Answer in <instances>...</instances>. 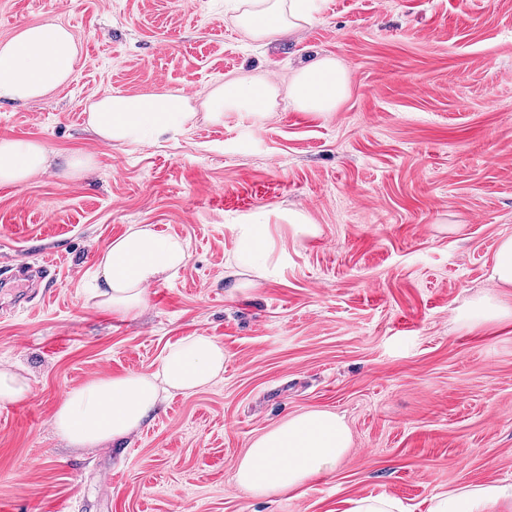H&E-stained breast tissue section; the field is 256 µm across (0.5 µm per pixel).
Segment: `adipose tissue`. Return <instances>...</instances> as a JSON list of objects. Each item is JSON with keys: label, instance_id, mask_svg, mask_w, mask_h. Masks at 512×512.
I'll use <instances>...</instances> for the list:
<instances>
[{"label": "adipose tissue", "instance_id": "obj_1", "mask_svg": "<svg viewBox=\"0 0 512 512\" xmlns=\"http://www.w3.org/2000/svg\"><path fill=\"white\" fill-rule=\"evenodd\" d=\"M315 0H244L235 21L256 41L273 39L313 19ZM80 49L63 25L47 21L23 28L0 42V101L39 98L71 77ZM346 69L330 57L302 68L292 78L290 95L306 112H332L348 93ZM276 89L248 78L214 88L208 117L221 121L228 112L272 111ZM187 96L150 93L108 94L90 107L86 129L108 144H138L194 123ZM51 153L40 141L0 139V184L21 185L46 170ZM235 249L231 276L242 287L258 286L272 248L264 214L253 213L231 225ZM188 246L162 236L151 225L137 224L99 255L95 267L96 306L123 317H136L147 305L146 288L185 265ZM224 370V348L208 336H192L173 346L151 374L130 372L102 378L67 394L53 419L56 432L75 448H92L126 439L157 411L164 393L194 391ZM351 446L344 422L328 410L289 417L255 439L235 473L238 486L259 496L304 488L331 470ZM512 512V483L490 481L437 494L428 512Z\"/></svg>", "mask_w": 512, "mask_h": 512}]
</instances>
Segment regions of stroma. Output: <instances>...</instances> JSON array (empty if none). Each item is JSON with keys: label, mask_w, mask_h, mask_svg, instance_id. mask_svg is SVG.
<instances>
[{"label": "stroma", "mask_w": 512, "mask_h": 512, "mask_svg": "<svg viewBox=\"0 0 512 512\" xmlns=\"http://www.w3.org/2000/svg\"><path fill=\"white\" fill-rule=\"evenodd\" d=\"M237 0H0V41L48 20L81 45L48 95L0 103V137L38 140L49 167L0 186V368L29 395L0 405V512H346L387 497L427 512L436 493L512 480V322L459 317L512 234V0H321L315 20L261 43ZM338 59V109L303 112L290 80ZM274 84L271 114L228 112L145 144L85 129L107 94L175 92L205 112L224 79ZM98 161L60 175L71 154ZM262 212L268 276L240 292L229 230ZM297 212L317 235L292 231ZM136 224L188 243L178 273L121 318L95 306L96 257ZM51 266L19 285L15 263ZM189 336L224 371L172 393L121 444L74 448L53 416L91 381L156 370ZM352 443L303 494L257 496L234 475L251 443L306 410Z\"/></svg>", "instance_id": "obj_1"}]
</instances>
